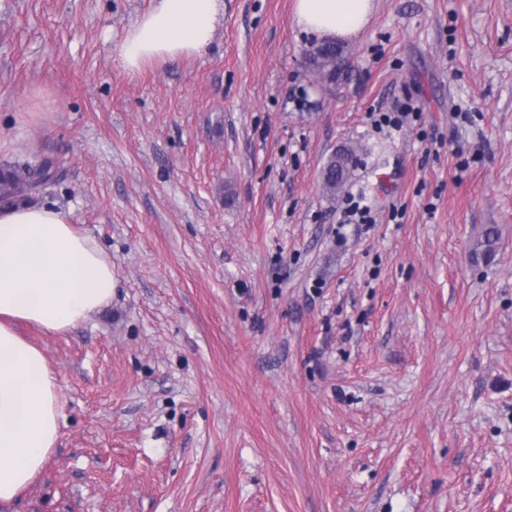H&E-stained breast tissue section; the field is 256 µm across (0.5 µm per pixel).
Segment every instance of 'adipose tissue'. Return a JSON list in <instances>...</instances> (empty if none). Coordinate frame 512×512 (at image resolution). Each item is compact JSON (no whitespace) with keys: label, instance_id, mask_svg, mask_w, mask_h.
Returning <instances> with one entry per match:
<instances>
[{"label":"adipose tissue","instance_id":"1","mask_svg":"<svg viewBox=\"0 0 512 512\" xmlns=\"http://www.w3.org/2000/svg\"><path fill=\"white\" fill-rule=\"evenodd\" d=\"M220 0H155L126 29L117 59L128 73L205 50ZM374 0H295L303 30L347 39L367 23ZM117 287L111 258L78 232L69 212L25 202L0 204V503L41 472L60 432L59 383L41 350L17 331L62 334L108 306Z\"/></svg>","mask_w":512,"mask_h":512}]
</instances>
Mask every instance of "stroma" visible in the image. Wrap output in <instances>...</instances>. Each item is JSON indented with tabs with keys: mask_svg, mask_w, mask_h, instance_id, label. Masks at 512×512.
Instances as JSON below:
<instances>
[{
	"mask_svg": "<svg viewBox=\"0 0 512 512\" xmlns=\"http://www.w3.org/2000/svg\"><path fill=\"white\" fill-rule=\"evenodd\" d=\"M152 4L0 0V166L51 161L36 202L118 279L22 326L62 418L0 512H512V0H375L325 79L294 0H222L208 48L128 74ZM357 161L354 146H342L328 157L321 171L322 189L327 198H336V193L349 181ZM498 231L494 225L487 226L476 247L472 250L471 256L475 261H483L485 264L491 263L497 253Z\"/></svg>",
	"mask_w": 512,
	"mask_h": 512,
	"instance_id": "1",
	"label": "stroma"
}]
</instances>
